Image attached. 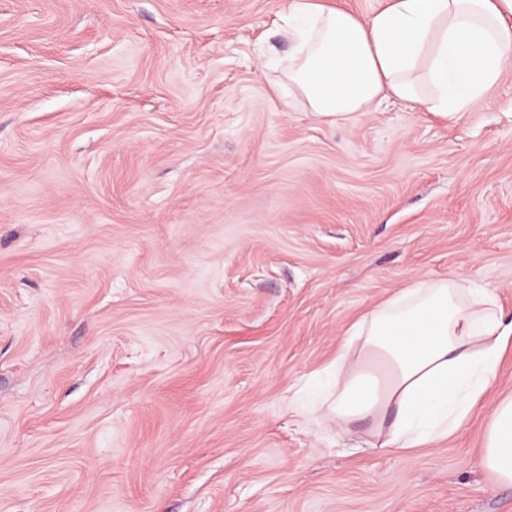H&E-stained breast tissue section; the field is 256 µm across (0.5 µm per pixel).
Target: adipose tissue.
<instances>
[{
	"mask_svg": "<svg viewBox=\"0 0 512 512\" xmlns=\"http://www.w3.org/2000/svg\"><path fill=\"white\" fill-rule=\"evenodd\" d=\"M293 47L275 88L304 111L350 124L394 98L445 117L478 106L512 61V0H386L361 17L291 0ZM512 344L493 289L422 278L345 333L321 384L322 416L367 425L373 448H419L454 435L480 405ZM478 466L512 486V395L489 418Z\"/></svg>",
	"mask_w": 512,
	"mask_h": 512,
	"instance_id": "obj_1",
	"label": "adipose tissue"
}]
</instances>
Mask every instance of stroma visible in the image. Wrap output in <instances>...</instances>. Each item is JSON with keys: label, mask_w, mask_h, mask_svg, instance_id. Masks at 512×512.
<instances>
[{"label": "stroma", "mask_w": 512, "mask_h": 512, "mask_svg": "<svg viewBox=\"0 0 512 512\" xmlns=\"http://www.w3.org/2000/svg\"><path fill=\"white\" fill-rule=\"evenodd\" d=\"M290 0H0V512H512L454 436L297 386L418 278L512 317V65L470 112L285 105Z\"/></svg>", "instance_id": "35a3bbf8"}]
</instances>
